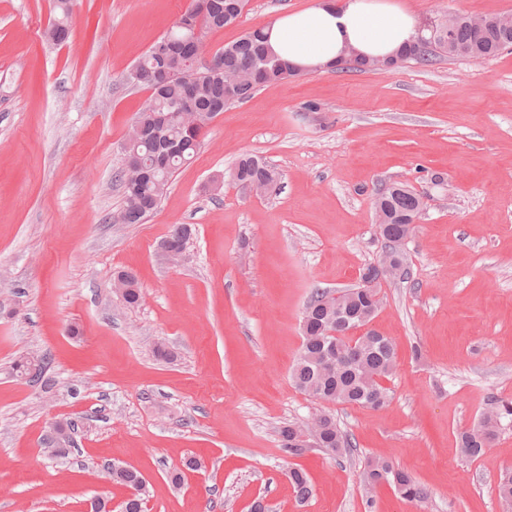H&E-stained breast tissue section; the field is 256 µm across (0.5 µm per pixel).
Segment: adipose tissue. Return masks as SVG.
I'll return each instance as SVG.
<instances>
[{"label": "adipose tissue", "mask_w": 512, "mask_h": 512, "mask_svg": "<svg viewBox=\"0 0 512 512\" xmlns=\"http://www.w3.org/2000/svg\"><path fill=\"white\" fill-rule=\"evenodd\" d=\"M418 30L414 15L396 0H317L278 18L268 44L291 64L312 70L340 64L348 47L365 58L393 56Z\"/></svg>", "instance_id": "adipose-tissue-1"}]
</instances>
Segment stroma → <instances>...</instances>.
Returning a JSON list of instances; mask_svg holds the SVG:
<instances>
[{
  "label": "stroma",
  "instance_id": "obj_1",
  "mask_svg": "<svg viewBox=\"0 0 512 512\" xmlns=\"http://www.w3.org/2000/svg\"><path fill=\"white\" fill-rule=\"evenodd\" d=\"M314 2L249 0L205 47ZM399 2L422 24L512 14V0ZM191 4L71 0L70 36L56 45L53 0H0V512L124 501L113 462L143 476L146 512H251L258 499L268 512H502L512 418L476 460L458 435L512 401V50L263 87L210 122L143 223H112L115 173L150 96L128 73ZM246 152L280 172L277 194L231 178ZM391 183L423 206L402 247L407 273L383 286L371 323L397 352L390 399L378 411L326 404L290 379L302 313L312 287H351L381 259L374 192ZM175 224L193 234L173 263L159 245ZM120 271L138 281L136 306L113 288ZM22 356L50 357L51 385L17 377ZM322 413L352 455L282 451L281 426ZM65 418L79 428L60 459L44 439ZM378 458L426 500L388 484L366 496L360 473Z\"/></svg>",
  "mask_w": 512,
  "mask_h": 512
}]
</instances>
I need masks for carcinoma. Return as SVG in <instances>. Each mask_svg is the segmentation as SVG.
<instances>
[{
  "label": "carcinoma",
  "mask_w": 512,
  "mask_h": 512,
  "mask_svg": "<svg viewBox=\"0 0 512 512\" xmlns=\"http://www.w3.org/2000/svg\"><path fill=\"white\" fill-rule=\"evenodd\" d=\"M69 2L57 0L60 15L48 32L54 42L63 43L70 36ZM246 5L247 0H193L191 8L180 16L166 37L177 42L194 39L201 44L204 34L240 18ZM197 29L202 31L198 37L194 36ZM451 44L455 51L448 53L450 57L491 58L512 48V29L501 30L493 24L478 29L470 24L468 17L456 16L451 27ZM218 53L221 64L211 69L201 62L194 63L188 52L161 56L150 49L130 70L129 82L151 91L149 102L135 120L140 130L133 129L128 136L130 151L137 155L148 175L132 189L128 185L127 169L118 171L124 206L114 217L116 223H142L158 207L175 170L198 153L206 126L188 129V121L181 113L180 105L187 95L186 79L194 84L193 110L206 113L211 119L226 106L245 101L259 88L288 78L292 71L288 61L269 50L263 27L245 33ZM438 56L436 50L422 49L415 43L399 54L402 62L419 64H429ZM233 173L239 182H248L259 190L279 181L277 171L252 154L241 156ZM375 204L384 206L389 214V224L381 228L380 234L387 241L386 248L400 258L399 242L412 232L407 227V219L420 209V197L406 188H387L377 193ZM191 234L190 225L175 224L165 242L183 250ZM340 299L351 312L353 324L367 325L378 312L374 294L368 288L352 286L342 290L338 298L320 288L313 289L303 312V342L292 369V381L298 390L324 403L381 409L388 402L389 389L379 385L377 380L389 377L396 365L394 345L373 329L358 336L352 349L338 337L334 351L337 360L328 362L326 331L336 325V304ZM15 371L20 377L37 381L45 374V362H40L36 371L29 359L23 357L16 362ZM504 415L512 416V404L501 403L496 414L482 418L478 430L461 433V452L471 459L484 455L497 438ZM298 430L293 422L279 429L280 448L294 456L305 452L295 443ZM316 435L319 447L329 452L352 451L351 440L329 414L317 417ZM107 475L132 490L123 502L124 512H142L141 474L120 465L108 470ZM288 479L300 499L310 497L312 490L302 470L289 469ZM384 481L393 483L406 500L423 501L427 497L425 489L409 473L394 468L384 459L369 462L361 474L364 488L372 490ZM498 494L504 512H512V470L500 477Z\"/></svg>",
  "instance_id": "1"
}]
</instances>
